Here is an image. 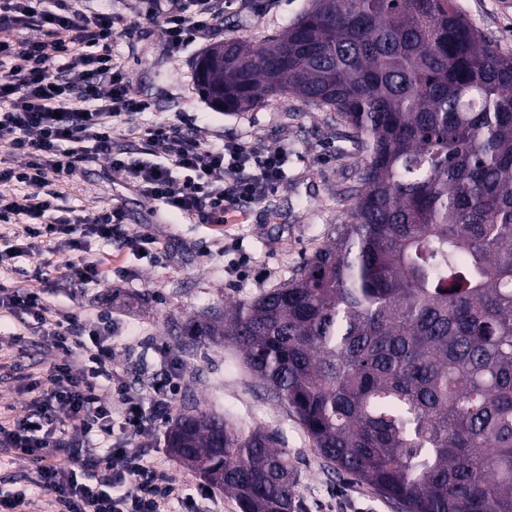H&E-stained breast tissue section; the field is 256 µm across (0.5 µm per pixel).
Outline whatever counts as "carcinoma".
<instances>
[{
    "label": "carcinoma",
    "mask_w": 512,
    "mask_h": 512,
    "mask_svg": "<svg viewBox=\"0 0 512 512\" xmlns=\"http://www.w3.org/2000/svg\"><path fill=\"white\" fill-rule=\"evenodd\" d=\"M211 53L195 78L222 112L335 113L357 187L290 279L183 335L235 344L316 454L402 512H512V55L457 0H310ZM277 444L198 410L167 435L240 512H294Z\"/></svg>",
    "instance_id": "1"
}]
</instances>
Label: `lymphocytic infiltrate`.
I'll list each match as a JSON object with an SVG mask.
<instances>
[{
  "label": "lymphocytic infiltrate",
  "mask_w": 512,
  "mask_h": 512,
  "mask_svg": "<svg viewBox=\"0 0 512 512\" xmlns=\"http://www.w3.org/2000/svg\"><path fill=\"white\" fill-rule=\"evenodd\" d=\"M141 17L161 22L171 48L209 28L210 0H172L159 13L142 0ZM37 27L39 40L15 51L13 33ZM109 8L79 0H0V142L21 165L0 167V224L11 227L15 249L39 257L75 253L65 266L70 285L100 281L99 261L82 258L86 238L111 241L121 232V206L89 217L57 216L59 184L76 163L102 161L113 176L164 208L203 224L225 223L229 213L262 203L285 175L288 150H259L239 142L208 148L202 134L175 123L141 132L146 154L116 148L114 132L150 109L120 63L112 43L131 35ZM0 309L14 318L33 317L46 348L48 369L31 391L26 415L0 420V447L12 448L31 465L32 484L43 490L52 512H158L163 499L182 500L181 476L160 469L150 452L129 448L116 430L138 434L170 411L160 386L126 389L105 400L101 383L112 376V333L87 329L51 302L45 291L0 285ZM91 332L92 345L82 341Z\"/></svg>",
  "instance_id": "obj_1"
}]
</instances>
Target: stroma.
Here are the masks:
<instances>
[{
    "label": "stroma",
    "mask_w": 512,
    "mask_h": 512,
    "mask_svg": "<svg viewBox=\"0 0 512 512\" xmlns=\"http://www.w3.org/2000/svg\"><path fill=\"white\" fill-rule=\"evenodd\" d=\"M309 0H213L215 20L189 45L174 50L159 24L141 22L133 39L112 44L114 58L152 107L140 125L192 119L208 144L230 140L261 149H288L287 176L265 204L247 209L239 224H200L165 212L131 185L115 180L103 162L83 163L63 179V209L92 215L122 205L128 234H148L159 245L132 250L122 240L89 239L87 254L112 265L101 281L75 289L63 279L68 252L52 257V301L81 323H112V354L120 369L104 382V395L145 378L169 377L174 413L195 408L248 432H274L297 466L299 512H398L373 489L337 475L315 453L298 418L266 392L233 344L182 336L184 323L253 300L293 274L343 222V192L356 184V164L342 152L329 113L292 96L248 112L213 110L198 90L193 64L209 46L231 38L255 40L284 30ZM499 50L512 53V0H458ZM43 340L36 322L0 316V413H23L30 399L25 376H41ZM169 423L130 437L149 449L159 467L178 472L198 512H240L234 498L208 484L169 454ZM27 460L0 447V499L29 489Z\"/></svg>",
    "instance_id": "stroma-1"
}]
</instances>
